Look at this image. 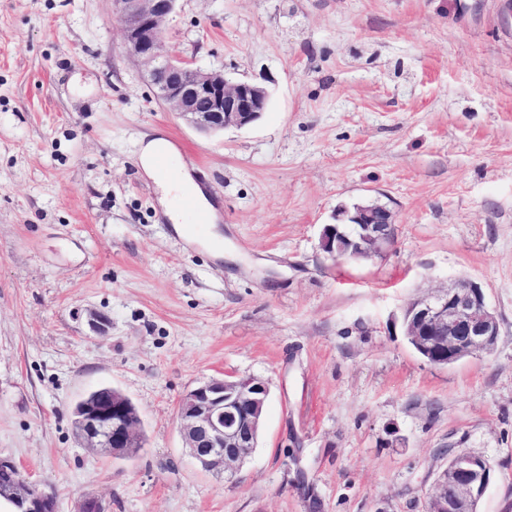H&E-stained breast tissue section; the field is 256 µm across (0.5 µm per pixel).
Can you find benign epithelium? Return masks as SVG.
<instances>
[{
    "label": "benign epithelium",
    "instance_id": "7a95c632",
    "mask_svg": "<svg viewBox=\"0 0 512 512\" xmlns=\"http://www.w3.org/2000/svg\"><path fill=\"white\" fill-rule=\"evenodd\" d=\"M178 0H113V22L122 47L147 68L157 98L180 118L204 133L248 126L266 112L268 90L247 80H231L222 71H202L165 46V23ZM349 222L357 236L341 224H326L321 248L334 258H369L383 254L393 241L394 220L385 205L356 208ZM404 333L424 359L448 367L466 357L493 354L499 322L481 286L468 278L436 288L414 299L405 310ZM268 380L248 376L212 378L186 392L177 421L186 453L201 468L217 475L234 474L257 448ZM140 418L118 390L82 399L73 426L83 447L114 459L132 457L142 442ZM492 479L488 461L458 450L435 479L426 512H479ZM0 498L18 502L20 512H58L52 492L29 483L23 475L0 486Z\"/></svg>",
    "mask_w": 512,
    "mask_h": 512
}]
</instances>
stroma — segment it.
<instances>
[{"label":"stroma","instance_id":"stroma-1","mask_svg":"<svg viewBox=\"0 0 512 512\" xmlns=\"http://www.w3.org/2000/svg\"><path fill=\"white\" fill-rule=\"evenodd\" d=\"M112 0H0V456L58 512H425L466 449L512 512V10L506 0H179L165 44L267 88L252 125L207 136L169 112L110 25ZM163 134L224 238L179 237L138 163ZM394 215L380 256L320 247L341 209ZM478 282L488 358L429 364L406 306ZM106 316L96 336L89 316ZM268 379L260 443L231 481L201 471L180 398ZM136 406L128 459L82 448L71 409Z\"/></svg>","mask_w":512,"mask_h":512}]
</instances>
